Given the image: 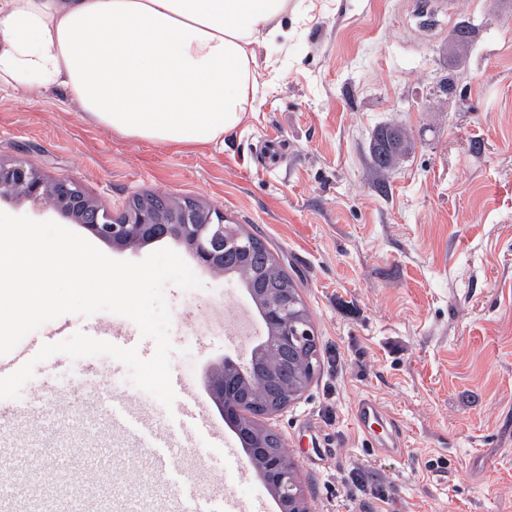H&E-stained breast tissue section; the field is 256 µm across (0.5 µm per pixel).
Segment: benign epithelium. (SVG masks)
<instances>
[{
    "mask_svg": "<svg viewBox=\"0 0 512 512\" xmlns=\"http://www.w3.org/2000/svg\"><path fill=\"white\" fill-rule=\"evenodd\" d=\"M2 200L37 208L45 205L118 249L165 238L178 240L193 252L199 266L212 272L224 271L229 252H235L239 266L260 248L255 239L224 223V216H215V208L188 199L159 202L138 196L114 215L88 196L78 178H48L21 159L0 163ZM251 295L267 329V340L252 354L251 367L255 378L267 372L269 395L262 403H252L250 390L233 383V374L222 366L211 376V394L248 445L246 468L274 492L281 512H310L282 438L254 418L281 413L307 389L319 367L318 344L305 303L292 290L274 288L262 295L253 290Z\"/></svg>",
    "mask_w": 512,
    "mask_h": 512,
    "instance_id": "obj_1",
    "label": "benign epithelium"
}]
</instances>
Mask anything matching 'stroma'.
<instances>
[{
	"instance_id": "1",
	"label": "stroma",
	"mask_w": 512,
	"mask_h": 512,
	"mask_svg": "<svg viewBox=\"0 0 512 512\" xmlns=\"http://www.w3.org/2000/svg\"><path fill=\"white\" fill-rule=\"evenodd\" d=\"M287 42L257 51L256 107L223 144L156 145L83 119L53 89L35 103L0 88V160L79 178L100 206L163 194L219 209L260 235L297 283L320 369L271 425L294 461L312 512H512V9L456 0H289ZM472 27L462 54L447 47ZM454 75L457 93L438 84ZM404 128L412 147L391 170L371 155L375 130ZM201 289L167 286L171 370L204 405L211 432L165 408L100 356L90 383L62 386L37 365L20 406V437L50 448L112 446V466H70L56 479L109 478L112 512H195L220 495L278 512L246 469L241 440L209 392L211 371L249 361L266 330L242 277L198 270ZM386 425H362L363 398ZM155 412L156 432L104 430L113 403ZM59 406L83 425L49 435ZM163 433L169 471L150 467ZM384 489L387 505L373 492Z\"/></svg>"
}]
</instances>
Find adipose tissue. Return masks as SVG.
Masks as SVG:
<instances>
[{"instance_id":"adipose-tissue-1","label":"adipose tissue","mask_w":512,"mask_h":512,"mask_svg":"<svg viewBox=\"0 0 512 512\" xmlns=\"http://www.w3.org/2000/svg\"><path fill=\"white\" fill-rule=\"evenodd\" d=\"M288 0H0V86L56 88L83 117L164 146L223 142L255 107L257 47Z\"/></svg>"}]
</instances>
